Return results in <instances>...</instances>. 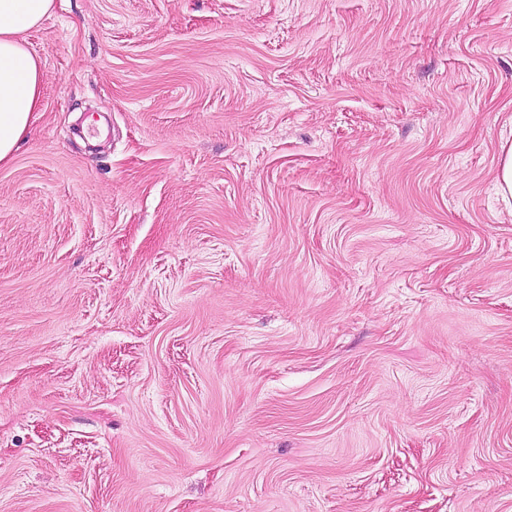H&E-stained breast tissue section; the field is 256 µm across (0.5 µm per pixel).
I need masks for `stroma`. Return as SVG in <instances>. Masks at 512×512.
<instances>
[{"label":"stroma","mask_w":512,"mask_h":512,"mask_svg":"<svg viewBox=\"0 0 512 512\" xmlns=\"http://www.w3.org/2000/svg\"><path fill=\"white\" fill-rule=\"evenodd\" d=\"M0 166V512H512V0H63ZM498 191L506 200L512 198V145L502 147L499 172H498Z\"/></svg>","instance_id":"1"}]
</instances>
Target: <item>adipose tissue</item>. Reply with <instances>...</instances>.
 <instances>
[{"label":"adipose tissue","instance_id":"adipose-tissue-1","mask_svg":"<svg viewBox=\"0 0 512 512\" xmlns=\"http://www.w3.org/2000/svg\"><path fill=\"white\" fill-rule=\"evenodd\" d=\"M56 0H0V165L9 163L40 107V62L26 34L49 17Z\"/></svg>","mask_w":512,"mask_h":512}]
</instances>
